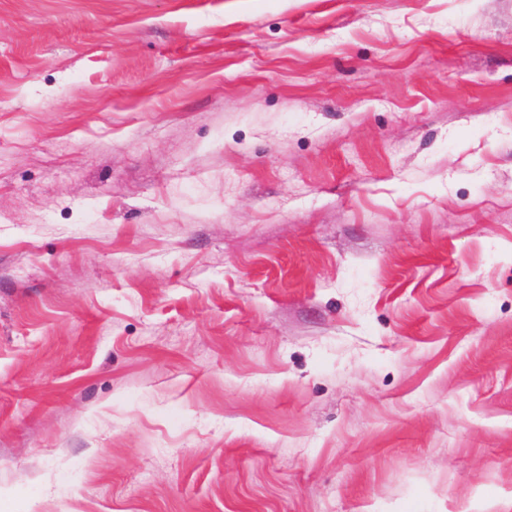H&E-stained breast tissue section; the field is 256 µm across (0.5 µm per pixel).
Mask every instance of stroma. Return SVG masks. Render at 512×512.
<instances>
[{
	"instance_id": "1",
	"label": "stroma",
	"mask_w": 512,
	"mask_h": 512,
	"mask_svg": "<svg viewBox=\"0 0 512 512\" xmlns=\"http://www.w3.org/2000/svg\"><path fill=\"white\" fill-rule=\"evenodd\" d=\"M0 512H512V0H0Z\"/></svg>"
}]
</instances>
